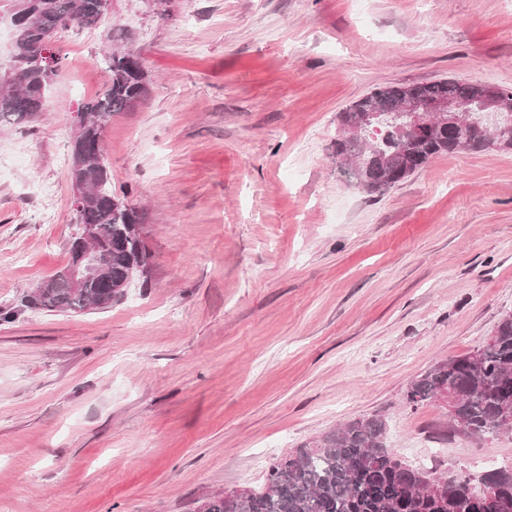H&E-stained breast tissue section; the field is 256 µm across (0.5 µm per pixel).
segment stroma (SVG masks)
<instances>
[{"mask_svg":"<svg viewBox=\"0 0 512 512\" xmlns=\"http://www.w3.org/2000/svg\"><path fill=\"white\" fill-rule=\"evenodd\" d=\"M54 45L46 112L0 127V512H195L373 415L411 465L512 466V431L404 400L512 312V151L443 155L381 194L333 156L338 113L375 89L512 88V0H112ZM111 47L147 74L104 155L148 281L34 310L70 260L74 114Z\"/></svg>","mask_w":512,"mask_h":512,"instance_id":"35a3bbf8","label":"stroma"}]
</instances>
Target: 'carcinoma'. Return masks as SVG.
Instances as JSON below:
<instances>
[{
	"label": "carcinoma",
	"mask_w": 512,
	"mask_h": 512,
	"mask_svg": "<svg viewBox=\"0 0 512 512\" xmlns=\"http://www.w3.org/2000/svg\"><path fill=\"white\" fill-rule=\"evenodd\" d=\"M24 16L14 42L13 73L0 85V123L26 126L47 107V96L59 66L55 54L43 56L49 33L70 24L95 25L104 19L102 0H0V12ZM109 75L101 96L82 106L86 119L75 129L71 148L81 143L90 151L82 161L71 157L68 178L82 191L73 208L77 224L98 229L95 247L112 278V287L91 280L78 293L62 273L42 282L28 296L32 309L83 312L106 309L122 295L123 285L137 275L147 279L150 254L142 239V216L112 193L103 141L112 117L128 109L147 89L141 60L129 51L102 58ZM496 93L512 101V89L489 84L435 81L411 86H386L354 101L338 116L336 163L356 186L381 193L425 167L432 159L467 146L484 151L500 136L512 138V112L492 113L486 101ZM412 99L423 107L439 101L463 100L465 121L448 128L436 124L406 126L401 112ZM365 113L377 132L351 136L348 129ZM453 398V421L474 437L499 431L512 421V312L505 314L486 342L476 350L440 361L413 379L405 401L417 408L436 401L441 391ZM497 487L494 501L475 499L478 485L462 473L453 487L434 472L414 468L387 446L386 425L378 417L349 421L273 461L262 491L243 490L236 497L215 493L199 512H512V471L485 474Z\"/></svg>",
	"instance_id": "cac0c4a2"
}]
</instances>
